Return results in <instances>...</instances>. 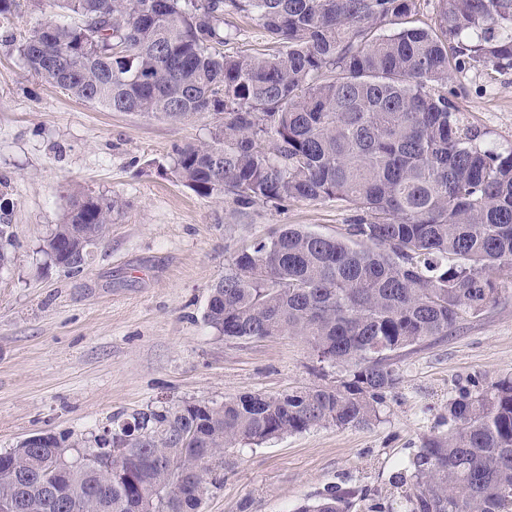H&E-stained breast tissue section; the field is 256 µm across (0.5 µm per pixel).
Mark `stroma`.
Here are the masks:
<instances>
[{"label":"stroma","instance_id":"1","mask_svg":"<svg viewBox=\"0 0 512 512\" xmlns=\"http://www.w3.org/2000/svg\"><path fill=\"white\" fill-rule=\"evenodd\" d=\"M0 22V224L14 234L0 269V451L44 432L86 437L117 415L182 402L223 403L335 384L298 336L227 339L204 320L210 288L235 253L283 224L340 237L355 214L339 202L204 198L162 175L177 149L209 141L219 122L114 112L51 85L16 50L56 0H18ZM227 49H272L257 20L228 13ZM457 111L498 149L512 148V69L455 74ZM124 202L82 272L55 266L43 244L73 193ZM498 294L448 335L398 353L401 381L380 416L359 427H315L227 455L202 512H297L327 487L353 491L350 512H408L412 462L447 432L457 386L512 377V272Z\"/></svg>","mask_w":512,"mask_h":512}]
</instances>
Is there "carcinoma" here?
Returning a JSON list of instances; mask_svg holds the SVG:
<instances>
[{"label": "carcinoma", "mask_w": 512, "mask_h": 512, "mask_svg": "<svg viewBox=\"0 0 512 512\" xmlns=\"http://www.w3.org/2000/svg\"><path fill=\"white\" fill-rule=\"evenodd\" d=\"M59 2L77 23L47 18L18 46L46 82L113 112L224 116L210 141L176 151L164 169L176 181L240 208L328 199L361 213L341 238L284 224L242 248L204 314L226 338H304L346 369L336 384L117 417L122 447H98L111 475L73 468L55 497L42 482L59 449L97 437L38 434L40 468L0 452L14 512H201L237 444L369 424L400 383L393 354L494 300V274L512 268V149L489 145L446 86L454 71L512 69V0H439L427 27L412 24L418 0ZM226 12L255 16L276 51H224ZM123 206L74 197L44 252L82 271ZM12 246L0 224V267ZM413 467L409 512H512V377L459 389L448 432ZM352 496L330 487L297 512H350Z\"/></svg>", "instance_id": "carcinoma-1"}]
</instances>
